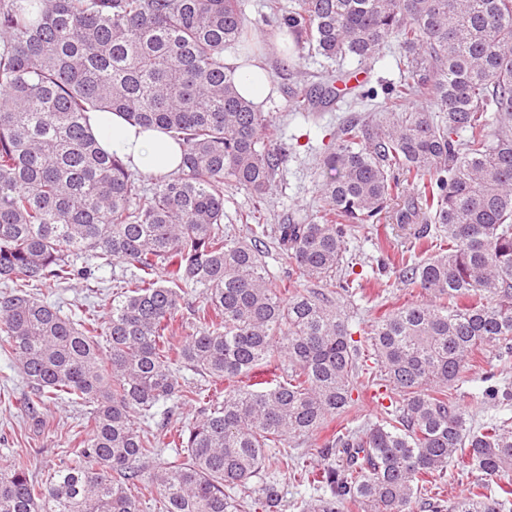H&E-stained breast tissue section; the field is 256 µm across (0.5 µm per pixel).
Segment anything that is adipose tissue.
I'll list each match as a JSON object with an SVG mask.
<instances>
[{"instance_id": "ef3b65f1", "label": "adipose tissue", "mask_w": 512, "mask_h": 512, "mask_svg": "<svg viewBox=\"0 0 512 512\" xmlns=\"http://www.w3.org/2000/svg\"><path fill=\"white\" fill-rule=\"evenodd\" d=\"M227 63L234 69L239 94L254 103H261L271 82L268 71L257 62L248 63L239 57L228 58ZM89 125L92 133L98 135L103 150L124 157L132 168L154 175H168L177 171L181 163L180 147L163 132L132 126L118 113H92Z\"/></svg>"}]
</instances>
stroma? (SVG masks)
<instances>
[{"label":"stroma","instance_id":"stroma-1","mask_svg":"<svg viewBox=\"0 0 512 512\" xmlns=\"http://www.w3.org/2000/svg\"><path fill=\"white\" fill-rule=\"evenodd\" d=\"M277 49L268 50L262 63L271 73L275 91L263 109L273 113L280 129L279 142L288 150L287 168L263 203L267 221L281 224L297 212L314 213L319 205L317 184L323 176L321 159L334 134L342 113L316 112L304 118L287 109L288 99L283 87L292 84L310 86L320 81L326 71L335 69V62L320 56L300 60L294 68H286ZM405 244L404 235L393 230L386 220L377 228L364 231L348 244L352 257L344 274L361 281L362 294L356 295L347 310L355 337L366 336L377 318L387 310L406 303L423 301L424 296L412 287L382 288L380 280L394 277V270L380 271L383 256L395 255ZM28 391V383L20 371L0 354V466L6 467L19 457H29L31 471L41 475L51 467L62 466L73 459L68 451L65 433L79 425L84 407L59 403L41 408L40 426H33L20 403Z\"/></svg>","mask_w":512,"mask_h":512}]
</instances>
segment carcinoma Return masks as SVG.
Segmentation results:
<instances>
[{
    "instance_id": "carcinoma-1",
    "label": "carcinoma",
    "mask_w": 512,
    "mask_h": 512,
    "mask_svg": "<svg viewBox=\"0 0 512 512\" xmlns=\"http://www.w3.org/2000/svg\"><path fill=\"white\" fill-rule=\"evenodd\" d=\"M266 7L262 28L241 0H0V350L31 387L21 406L32 419L54 401L88 407L84 433L69 436L77 461L39 479L21 458L0 468V512H140L139 483L162 512H246L259 475L253 503L283 512L286 459L310 490L301 512H512V381L490 373L478 393L463 389L479 350L512 362V0ZM279 34L290 63L362 65L392 46L400 78L383 89V120L338 127L316 213L270 229L244 212L247 243L224 227V189L262 202L288 151L273 116L236 91L224 50L254 56ZM350 79L289 90L291 110L341 109V84L351 106L377 97ZM91 112L162 131L180 169L145 183L102 151ZM402 182L413 199L392 208ZM387 208L410 238L398 283L429 300L382 314L361 345L337 273L346 240ZM265 238L290 260L281 281ZM116 262L130 276L104 322L33 292L97 283ZM185 306L193 332L175 342ZM272 363L280 374L262 386L243 382ZM180 369L200 382H179ZM373 385L399 401L332 431L317 465L296 462L291 449ZM476 397L498 406L477 425ZM167 403L198 417L163 443L135 417ZM167 449L174 457L158 459ZM460 455L477 476L449 505L429 484Z\"/></svg>"
}]
</instances>
